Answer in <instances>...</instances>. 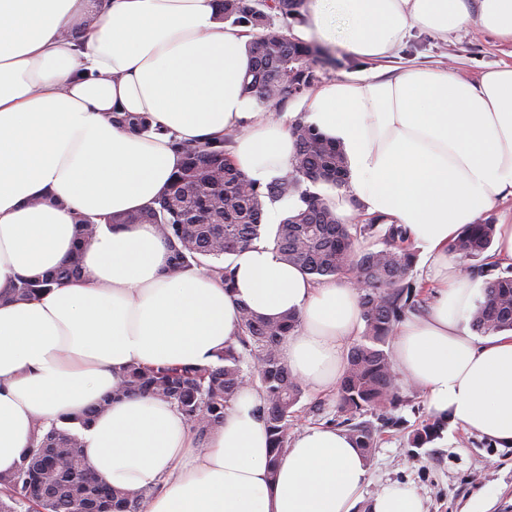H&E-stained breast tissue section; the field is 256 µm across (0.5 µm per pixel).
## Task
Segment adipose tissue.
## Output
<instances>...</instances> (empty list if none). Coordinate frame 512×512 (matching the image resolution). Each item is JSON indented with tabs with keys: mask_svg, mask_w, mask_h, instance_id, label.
I'll use <instances>...</instances> for the list:
<instances>
[{
	"mask_svg": "<svg viewBox=\"0 0 512 512\" xmlns=\"http://www.w3.org/2000/svg\"><path fill=\"white\" fill-rule=\"evenodd\" d=\"M308 30L365 62L394 55L412 30L444 38L475 22L512 43V0H306ZM243 30L214 0H0V473L19 464L35 424L86 410L133 363L204 366L232 344L239 302L299 329L281 355L315 389L335 387L360 326L347 278L310 282L260 243L231 259L233 290L202 271L167 275L154 225H99L79 275L38 298L6 295L22 276L51 277L78 243V216L137 211L182 162L173 140L238 130L236 168L258 185L285 177L287 121L242 92L252 59ZM307 123L343 147L350 186L336 214L403 225L426 256L434 300L393 333L401 376L429 408L512 446V330L486 339L462 321L477 293L448 246L512 199V64L464 79L416 66L383 79L331 81L304 99ZM147 115L153 131L112 124ZM245 389L198 444L170 404L113 400L81 432L90 468L113 487L151 490L147 512H425L397 485L364 499L368 459L333 427L306 428L269 474L268 433Z\"/></svg>",
	"mask_w": 512,
	"mask_h": 512,
	"instance_id": "ef3b65f1",
	"label": "adipose tissue"
}]
</instances>
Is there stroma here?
<instances>
[{
  "label": "stroma",
  "instance_id": "stroma-1",
  "mask_svg": "<svg viewBox=\"0 0 512 512\" xmlns=\"http://www.w3.org/2000/svg\"><path fill=\"white\" fill-rule=\"evenodd\" d=\"M307 41L324 52L320 75L325 83L370 72L392 77L413 66L449 68L474 77L498 65L512 64V44L472 23L445 39L412 31L395 55L373 63L356 60L340 43L319 35L308 36ZM400 391L403 400L390 415L400 419L401 425L378 430L379 444L369 457L365 498H372L385 485L397 484L415 489L426 512H512V446L499 447L450 420H437L423 390L409 381H401ZM318 401L323 404L322 411L312 412V404ZM337 415L335 389H306L292 431L300 433ZM432 422L440 426L438 435L423 447H414L413 433Z\"/></svg>",
  "mask_w": 512,
  "mask_h": 512
}]
</instances>
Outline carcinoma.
I'll return each instance as SVG.
<instances>
[{"label":"carcinoma","instance_id":"cac0c4a2","mask_svg":"<svg viewBox=\"0 0 512 512\" xmlns=\"http://www.w3.org/2000/svg\"><path fill=\"white\" fill-rule=\"evenodd\" d=\"M221 16L236 28H246L253 39V58L243 92L253 96L274 116L319 81L321 50L291 35L304 23L305 0H218ZM112 123L137 133H148L146 117L113 113ZM295 142L291 173L262 187L248 180L230 162L229 149L237 132L203 142L176 141L183 162L169 185L147 207L122 217L105 215L107 224H153L167 243L168 271L177 274L195 268L233 286L228 260L255 243L274 245L285 263L297 267L314 282L347 277L358 290L364 330L351 347L337 387L336 408L341 422L365 453L377 447V430L362 417L395 408L401 402L398 376L383 349L406 315L422 309L425 285L414 274L416 254L407 230L387 224L379 215L358 213L342 222L327 206L318 185L347 186L348 163L343 149L297 115L290 123ZM292 199L274 232L263 224L264 208ZM495 225L470 224L449 245L468 260L481 258L492 246ZM81 245H76L52 281L62 284L78 274ZM48 281L21 277L11 299L28 301L46 291ZM300 317L288 313L264 318L239 303L236 344L217 354L209 366L130 364L119 373L118 387L79 416L65 417L68 425L37 424L33 446L17 469L0 474V512H146L150 491L116 489L93 472L83 454V441L69 427H83L104 413L119 397L145 396L173 405L199 440L224 423V410L239 392L254 386L257 408L269 434L270 476L290 443L295 407L304 394L302 383L281 357L284 339L295 333ZM473 329L482 334L512 329V267L485 281L483 301L471 315Z\"/></svg>","mask_w":512,"mask_h":512}]
</instances>
